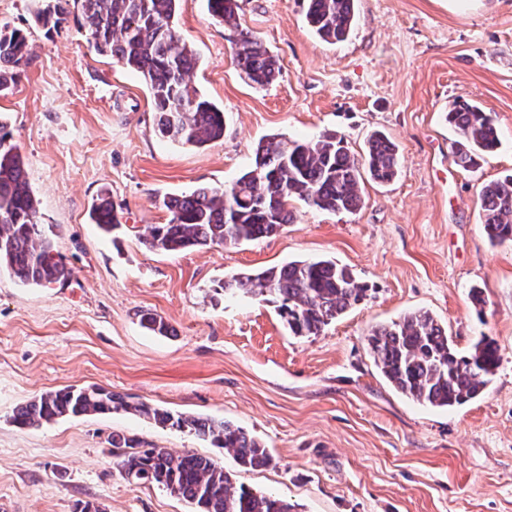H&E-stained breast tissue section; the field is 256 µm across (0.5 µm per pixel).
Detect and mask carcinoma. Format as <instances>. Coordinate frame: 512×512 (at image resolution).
I'll list each match as a JSON object with an SVG mask.
<instances>
[{
  "label": "carcinoma",
  "instance_id": "1",
  "mask_svg": "<svg viewBox=\"0 0 512 512\" xmlns=\"http://www.w3.org/2000/svg\"><path fill=\"white\" fill-rule=\"evenodd\" d=\"M181 0H54L37 13L48 26L74 8L96 52L137 73L150 93L155 130L172 143L203 147L224 137V112L190 80L199 57L177 31ZM305 20L328 43L347 39L355 23L354 0H303ZM238 0H207L210 17L233 33L234 60L254 86L266 87L278 76V59L239 22ZM31 56L27 36L0 27V93L13 87ZM448 123L462 138L452 146L456 166L473 171L500 138L491 113L477 103H455ZM399 172V148L383 131L373 132L365 150L350 152L336 133L315 140L270 135L261 139L249 170L223 188H200L164 200L169 218L142 237L149 250L180 252L211 246H236L278 234L295 219L300 201L325 212H354L362 205V174L378 183ZM483 228L493 244L512 243V172L485 183L479 192ZM91 218L106 234L121 227L110 193H101ZM52 227L41 223L37 200L8 124L0 119V269L24 286L67 281L72 269L54 255ZM231 297H260L277 304L295 336H317L361 302L367 288L332 260H294L255 273H240L220 285ZM140 322L160 336L172 332L161 317L144 313ZM368 346L385 379L421 404L453 408L478 397L499 364L496 343L484 336L468 354L461 353L439 322L417 311L388 326L373 328ZM125 411L163 427L189 430L208 438L243 468L274 465L264 445L225 421L174 414L140 402L131 404L99 387L48 391L18 407L12 422L29 428L63 416ZM112 456L121 476L156 484L195 505V512H293L278 496L235 486L232 475L214 460L185 451L141 448L134 439L112 435Z\"/></svg>",
  "mask_w": 512,
  "mask_h": 512
}]
</instances>
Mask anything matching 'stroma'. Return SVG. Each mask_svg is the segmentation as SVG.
<instances>
[{"label": "stroma", "mask_w": 512, "mask_h": 512, "mask_svg": "<svg viewBox=\"0 0 512 512\" xmlns=\"http://www.w3.org/2000/svg\"><path fill=\"white\" fill-rule=\"evenodd\" d=\"M53 0H0V25L24 30L31 59L0 97L55 254L71 278L23 286L0 270V512H194L166 489L125 480L110 440L190 450L235 484L286 497L296 512H512V244L491 245L482 183L512 171V0H358L345 41L309 29L302 0H239L240 22L281 67L247 83L229 32L206 0H181L178 29L201 56L193 83L224 111V137L180 147L154 133L144 82L96 54L68 14L36 24ZM490 111L501 145L476 172L457 167L450 104ZM389 134L400 169L363 179L356 212L295 203L275 236L236 247L153 252L164 199L230 184L268 135L330 131L354 153ZM109 190L122 224L101 234L89 211ZM326 257L348 267L365 298L317 336H292L275 305L227 298L225 277ZM487 304L476 311L472 286ZM429 312L461 352L493 339L500 363L483 393L446 409L397 393L367 344L372 328ZM152 312L172 328L140 323ZM102 387L126 401L221 420L260 440L272 467L248 470L195 433L124 411L61 417L34 428L14 410L50 390Z\"/></svg>", "instance_id": "1"}]
</instances>
